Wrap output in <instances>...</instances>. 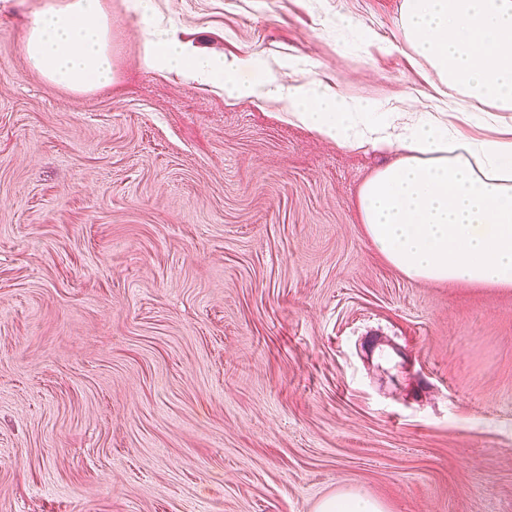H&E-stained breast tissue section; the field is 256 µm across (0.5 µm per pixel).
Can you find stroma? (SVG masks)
<instances>
[{
    "label": "stroma",
    "instance_id": "35a3bbf8",
    "mask_svg": "<svg viewBox=\"0 0 512 512\" xmlns=\"http://www.w3.org/2000/svg\"><path fill=\"white\" fill-rule=\"evenodd\" d=\"M0 0V512H512V288L367 236L394 153L144 64L153 25L380 112H433L402 0H102L115 71L32 69ZM317 512H384L382 505L361 491H342L324 499Z\"/></svg>",
    "mask_w": 512,
    "mask_h": 512
}]
</instances>
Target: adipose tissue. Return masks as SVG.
Masks as SVG:
<instances>
[{
	"label": "adipose tissue",
	"instance_id": "adipose-tissue-1",
	"mask_svg": "<svg viewBox=\"0 0 512 512\" xmlns=\"http://www.w3.org/2000/svg\"><path fill=\"white\" fill-rule=\"evenodd\" d=\"M405 39L448 90L442 112H376L318 88L276 82L236 60L188 50L162 26L146 41V63L231 97L273 96L289 116L341 147L399 153L361 187L358 209L384 259L415 281L512 288V0H402ZM30 65L52 83L89 93L114 75L101 0H60L33 19ZM493 101L491 136L466 135L448 118L465 99Z\"/></svg>",
	"mask_w": 512,
	"mask_h": 512
}]
</instances>
